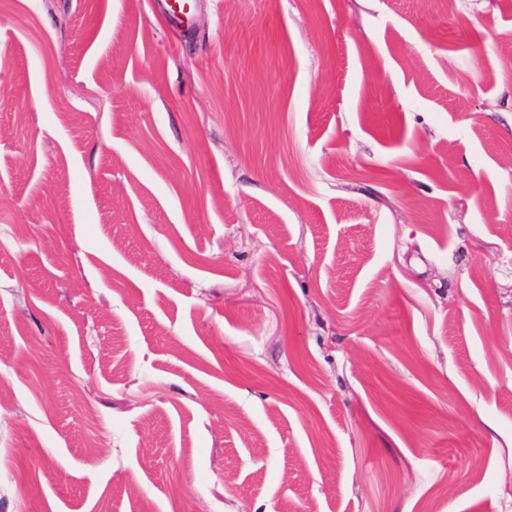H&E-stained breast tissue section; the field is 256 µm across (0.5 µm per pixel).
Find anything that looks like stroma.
Masks as SVG:
<instances>
[{"instance_id": "1", "label": "stroma", "mask_w": 512, "mask_h": 512, "mask_svg": "<svg viewBox=\"0 0 512 512\" xmlns=\"http://www.w3.org/2000/svg\"><path fill=\"white\" fill-rule=\"evenodd\" d=\"M0 0V512H512V0ZM197 0L192 3L180 4L172 0H159L158 6L165 13L173 25L183 28L185 32H189L190 20L194 12Z\"/></svg>"}]
</instances>
